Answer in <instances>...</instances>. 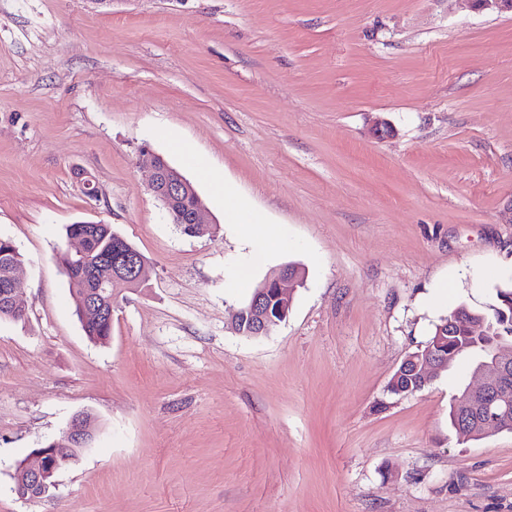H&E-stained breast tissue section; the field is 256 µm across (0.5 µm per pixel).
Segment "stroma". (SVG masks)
<instances>
[{
    "mask_svg": "<svg viewBox=\"0 0 512 512\" xmlns=\"http://www.w3.org/2000/svg\"><path fill=\"white\" fill-rule=\"evenodd\" d=\"M392 137L372 135L376 121ZM149 147L204 199L172 224ZM215 172L289 248L250 250ZM95 196H88L86 185ZM113 225L151 263L88 339L57 253ZM0 235L28 261L0 320V512H512V432L460 441L472 366L389 381L459 304L512 281V16L470 0H0ZM252 283L305 272L266 336ZM498 268L484 277L486 268ZM447 302L428 298L440 280ZM96 415L43 497L17 461ZM299 272L300 270L297 267L293 268L286 265L277 273L266 277L257 291V287L254 289V296L252 295L253 297L248 305L233 312L232 325L234 330L244 336H265L269 334L271 327L273 330L283 322L282 320L288 316L291 306V296L288 288L290 285L301 283ZM269 292L280 301L279 316L275 313L278 302L273 303V317L266 307V297ZM274 323L278 324L272 326Z\"/></svg>",
    "mask_w": 512,
    "mask_h": 512,
    "instance_id": "obj_1",
    "label": "stroma"
}]
</instances>
